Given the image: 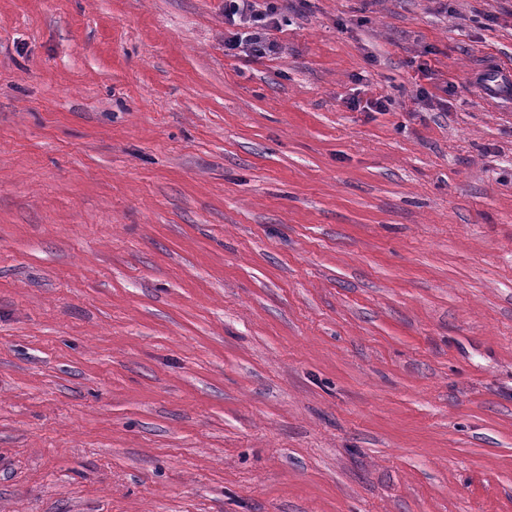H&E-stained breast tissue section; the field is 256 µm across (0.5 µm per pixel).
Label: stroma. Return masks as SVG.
Listing matches in <instances>:
<instances>
[{"label": "stroma", "instance_id": "obj_1", "mask_svg": "<svg viewBox=\"0 0 512 512\" xmlns=\"http://www.w3.org/2000/svg\"><path fill=\"white\" fill-rule=\"evenodd\" d=\"M279 5L0 0V512H512V0ZM276 2L278 0H225L224 23L235 30L229 32L224 47L260 58L276 54L279 45L269 33L279 26ZM477 73L489 98L498 99L512 93V64H482Z\"/></svg>", "mask_w": 512, "mask_h": 512}]
</instances>
